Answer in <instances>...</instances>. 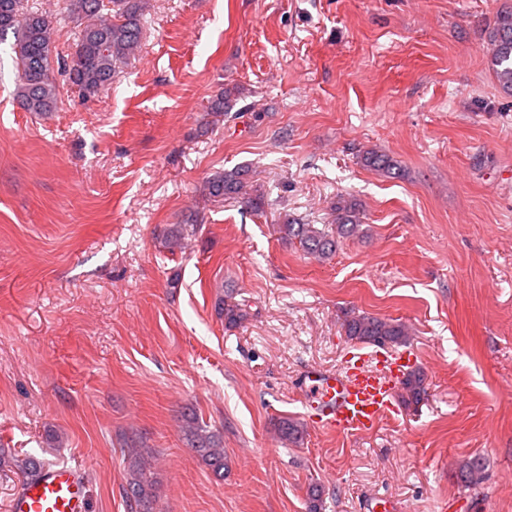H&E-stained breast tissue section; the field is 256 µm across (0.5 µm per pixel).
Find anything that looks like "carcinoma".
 <instances>
[{"mask_svg": "<svg viewBox=\"0 0 512 512\" xmlns=\"http://www.w3.org/2000/svg\"><path fill=\"white\" fill-rule=\"evenodd\" d=\"M149 0H111L107 14L100 13V0H69V12L77 19L78 35L70 60L63 71L79 97L90 99L109 85L141 46L142 20ZM13 34L11 50L18 75L15 96L28 112L46 114L56 110L59 85L54 62L59 58L55 46V25L51 15L32 9L28 0H0V40ZM489 67L501 92L512 97V7L497 12L489 33ZM365 166L383 176L397 175L401 166L387 153L369 149L361 155ZM213 198L235 199L246 213L265 207L264 193L250 180L246 165L217 172L206 181ZM333 220L319 228L288 217L279 225L281 237L297 241L301 249L318 260L336 254L342 240L362 233L361 204L355 199H338L332 207ZM224 325L235 328L246 319V312L227 299L218 306ZM345 335L377 347L401 346L409 340L405 325L372 315H354L344 320ZM401 396L409 404L418 403L425 394V377L410 370L400 382ZM279 435L291 442L302 439L304 428L288 419L278 421ZM182 435L186 446L214 473L224 471V442L217 431L187 408L182 414ZM128 464L126 490L134 512H153L156 498L152 452L133 446L124 449ZM458 483L473 488L485 479L480 459L462 461L456 471Z\"/></svg>", "mask_w": 512, "mask_h": 512, "instance_id": "1", "label": "carcinoma"}]
</instances>
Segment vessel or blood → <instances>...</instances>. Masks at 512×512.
Returning a JSON list of instances; mask_svg holds the SVG:
<instances>
[{
    "instance_id": "vessel-or-blood-1",
    "label": "vessel or blood",
    "mask_w": 512,
    "mask_h": 512,
    "mask_svg": "<svg viewBox=\"0 0 512 512\" xmlns=\"http://www.w3.org/2000/svg\"><path fill=\"white\" fill-rule=\"evenodd\" d=\"M408 365V359L398 354L373 367L361 354L338 371L306 370L302 384L315 423L346 433L373 431L392 411L395 388ZM7 512H88V486L81 465L45 466L24 478Z\"/></svg>"
}]
</instances>
